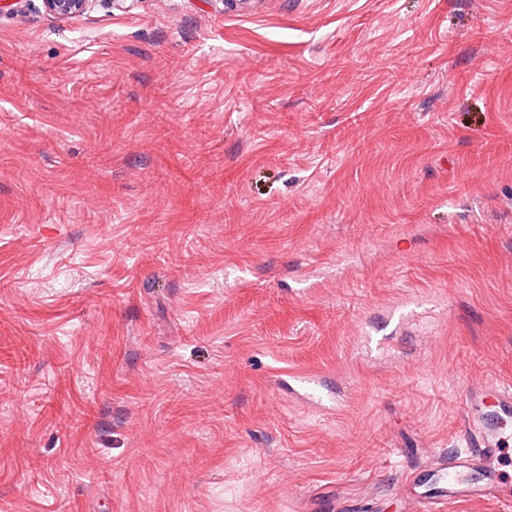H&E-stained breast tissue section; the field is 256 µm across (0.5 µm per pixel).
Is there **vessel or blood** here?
<instances>
[{
  "instance_id": "b4317fda",
  "label": "vessel or blood",
  "mask_w": 512,
  "mask_h": 512,
  "mask_svg": "<svg viewBox=\"0 0 512 512\" xmlns=\"http://www.w3.org/2000/svg\"><path fill=\"white\" fill-rule=\"evenodd\" d=\"M463 405L461 430L467 451L440 456L427 473L415 478V512H442L461 499L502 498L497 463L505 430L512 426V387L494 382L468 387Z\"/></svg>"
}]
</instances>
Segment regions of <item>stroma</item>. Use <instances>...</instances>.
Masks as SVG:
<instances>
[{"label": "stroma", "instance_id": "obj_1", "mask_svg": "<svg viewBox=\"0 0 512 512\" xmlns=\"http://www.w3.org/2000/svg\"><path fill=\"white\" fill-rule=\"evenodd\" d=\"M489 380L512 0L0 13V512H410Z\"/></svg>", "mask_w": 512, "mask_h": 512}]
</instances>
